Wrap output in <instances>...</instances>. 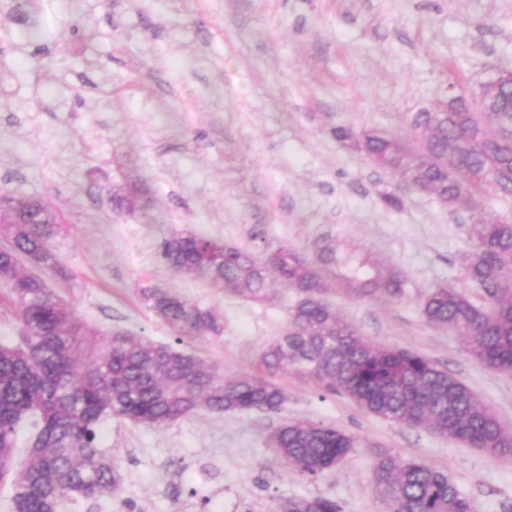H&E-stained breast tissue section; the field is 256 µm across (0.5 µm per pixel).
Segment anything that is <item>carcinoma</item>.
<instances>
[{"instance_id": "carcinoma-1", "label": "carcinoma", "mask_w": 512, "mask_h": 512, "mask_svg": "<svg viewBox=\"0 0 512 512\" xmlns=\"http://www.w3.org/2000/svg\"><path fill=\"white\" fill-rule=\"evenodd\" d=\"M482 84L419 112L407 136L347 129L336 136L375 165L400 174L414 171L420 191L472 212L494 193L512 197V79ZM448 105V111L437 108ZM62 216L37 196L0 202V286L24 326L21 345L0 344V482L11 480L13 512H62L68 503L121 490L122 479L100 447V425L112 417L162 429L200 410L277 413L288 400L279 384L249 374L227 375L178 348L183 336L218 337L224 319L166 292L155 305L175 333V343L112 332L87 324L77 309L21 258L53 267L49 241L60 235ZM473 242L461 256L465 278L479 293L452 284L422 300L425 321L459 336L464 353L495 371L512 372V222L475 220ZM161 259L174 273L192 272L209 288L263 302L274 285L294 293L288 331L261 354L271 372L292 368L330 392L347 396L386 421L423 428L473 448L512 455V430L466 384L411 350L391 349L361 336L324 298V267L342 269L357 297L405 295L406 280L392 266L328 242L313 262L285 244L263 258L192 232L172 235ZM28 428L27 457L15 469L18 432ZM285 466L317 476L356 447L357 437L309 421L286 422L270 437ZM371 480L387 512H473L467 495L447 471L424 461L380 457ZM279 512H341L333 500L293 497Z\"/></svg>"}]
</instances>
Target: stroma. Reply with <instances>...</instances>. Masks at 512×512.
Returning <instances> with one entry per match:
<instances>
[{
  "mask_svg": "<svg viewBox=\"0 0 512 512\" xmlns=\"http://www.w3.org/2000/svg\"><path fill=\"white\" fill-rule=\"evenodd\" d=\"M510 70L512 0H0V193L42 197L65 225L58 265L40 276L86 323L158 343L175 336L156 290L214 309L223 335L184 337L183 350L288 392L277 413L105 421L122 488L69 512H277L291 497L385 512L371 472L387 454L446 470L474 512H512V457L381 420L293 370L268 373L260 356L288 329L291 292L252 302L160 258L165 239L191 231L258 255L285 242L311 261L329 239L391 263L403 298L335 281L327 301L362 336L448 370L512 428V373L470 360L419 308L440 283L468 287L471 213L405 188L336 136L409 134L449 83L471 94ZM119 190L135 191L133 212L116 206ZM287 421L360 443L306 476L269 443Z\"/></svg>",
  "mask_w": 512,
  "mask_h": 512,
  "instance_id": "1",
  "label": "stroma"
}]
</instances>
